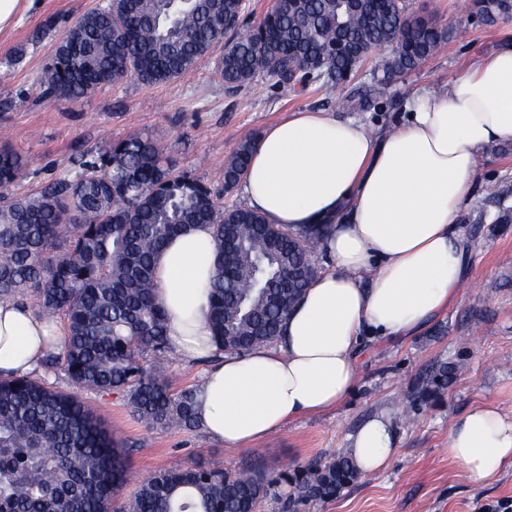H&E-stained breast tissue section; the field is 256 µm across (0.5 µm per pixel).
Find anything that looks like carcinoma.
Instances as JSON below:
<instances>
[{
	"label": "carcinoma",
	"instance_id": "cac0c4a2",
	"mask_svg": "<svg viewBox=\"0 0 512 512\" xmlns=\"http://www.w3.org/2000/svg\"><path fill=\"white\" fill-rule=\"evenodd\" d=\"M507 9L503 0L468 5L479 26L494 25ZM243 12L241 0H110L59 39L43 71L44 94L85 98L109 70L114 84L167 83L205 61L230 32L216 72L235 91L266 76L285 93L339 85L375 49L391 48L383 76L347 99L361 112H388L392 77L418 70L452 35L403 0H285L255 26L240 22ZM253 143L243 140L224 163V191L243 179ZM21 170L19 156L1 147L0 189ZM193 224L213 228V327L224 349L273 342L316 275L326 225L284 231L241 206L220 211L209 187L174 174L141 135L83 162L72 183L33 197L0 195V301L32 295L41 312L64 313V346L44 367L62 371L75 388L122 391L145 423L192 428L195 389L173 392L164 367L141 360L171 350L153 267L164 244ZM124 473L112 437L76 394L30 377L0 379V512H255L267 498L288 512L336 499L359 476L347 452L271 479L174 461L116 508ZM283 482L291 486L285 497Z\"/></svg>",
	"mask_w": 512,
	"mask_h": 512
}]
</instances>
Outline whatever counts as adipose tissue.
I'll return each mask as SVG.
<instances>
[{
    "label": "adipose tissue",
    "mask_w": 512,
    "mask_h": 512,
    "mask_svg": "<svg viewBox=\"0 0 512 512\" xmlns=\"http://www.w3.org/2000/svg\"><path fill=\"white\" fill-rule=\"evenodd\" d=\"M512 142V41L447 90L424 88L384 134L331 112L287 113L258 137L243 191L249 208L291 231L324 224L328 266L289 310L273 345L224 353L210 322L212 229L174 237L155 263V300L172 350L204 362L196 424L236 447L341 404L358 379L364 337L413 336L448 307L469 245L458 222L478 159ZM65 333L54 316L0 302V376L27 377ZM395 433L367 420L350 453L363 473L386 468ZM448 457L477 482L512 468V416L492 403L452 425Z\"/></svg>",
    "instance_id": "1"
}]
</instances>
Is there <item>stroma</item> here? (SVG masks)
<instances>
[{"instance_id": "35a3bbf8", "label": "stroma", "mask_w": 512, "mask_h": 512, "mask_svg": "<svg viewBox=\"0 0 512 512\" xmlns=\"http://www.w3.org/2000/svg\"><path fill=\"white\" fill-rule=\"evenodd\" d=\"M107 0H37L36 6L0 33V147L20 154L25 169L9 188L35 195L52 183L75 181L80 164L110 143L139 133L153 139L174 169L208 186L238 144L259 136L286 113L322 110L348 116L345 96L381 73L387 50L375 51L351 84H314L302 94L282 92L263 78L228 92L215 71L223 45L194 71L148 86L134 78L105 85L81 100L46 97L40 83L56 42L85 12ZM418 15L450 28L453 37L422 67L395 78L396 105L418 90L447 89L480 58L512 38V17L492 27L469 25L463 0H412ZM512 150L483 151L475 192L458 219L471 248V263L457 297L416 336L365 342L354 391L337 408L302 416L269 438L230 448L196 428L149 427L119 393L74 391L64 373L40 369L34 377L58 390L77 392L127 458L129 502L154 471L179 459L229 473L284 468L326 460L348 450L367 419L383 414L397 436L389 467L360 475L335 500L313 502L299 512H478L512 498V468L495 480L471 481L448 458L453 421L489 402L512 415ZM455 367L448 386L422 395V379L440 364Z\"/></svg>"}]
</instances>
